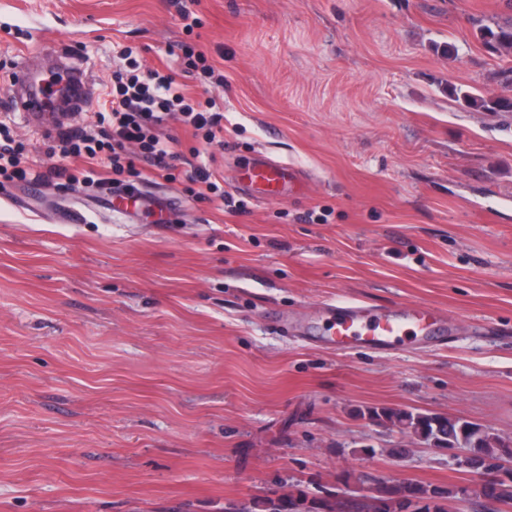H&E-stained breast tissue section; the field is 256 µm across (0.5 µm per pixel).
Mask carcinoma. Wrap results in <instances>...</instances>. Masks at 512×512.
Returning a JSON list of instances; mask_svg holds the SVG:
<instances>
[{"label": "carcinoma", "instance_id": "1", "mask_svg": "<svg viewBox=\"0 0 512 512\" xmlns=\"http://www.w3.org/2000/svg\"><path fill=\"white\" fill-rule=\"evenodd\" d=\"M483 41L500 53H512V24L485 29ZM462 99L470 106L491 112H512L511 99H487L481 95L465 93ZM361 416L375 423L389 424L404 433L436 448H467L471 452L472 466L480 467L487 460H512V441L490 433L462 418H450L439 414L394 410L385 407H369ZM378 493L384 498L382 512H407L415 503H429L428 512H448V498L454 495L450 489L423 486L414 482L384 485ZM367 512L368 504L355 498L342 501L336 498L335 488L323 487L312 495L301 483L293 485L286 495L277 493L254 497L249 505L228 502L224 512Z\"/></svg>", "mask_w": 512, "mask_h": 512}]
</instances>
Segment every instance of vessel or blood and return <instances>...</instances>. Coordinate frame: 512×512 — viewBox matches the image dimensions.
<instances>
[{
    "mask_svg": "<svg viewBox=\"0 0 512 512\" xmlns=\"http://www.w3.org/2000/svg\"><path fill=\"white\" fill-rule=\"evenodd\" d=\"M66 76L78 88L77 95L70 98V109L82 111L94 92V82L89 72L73 66L67 67ZM9 99L26 120L40 118L45 113L43 91L27 71L16 73ZM298 176L294 165L264 155L251 158L238 173L242 183L268 197L280 195ZM322 311L328 318L323 342L334 349L355 345L383 349L408 335H430L438 322L433 311L414 305L379 308L346 301L325 304Z\"/></svg>",
    "mask_w": 512,
    "mask_h": 512,
    "instance_id": "b4317fda",
    "label": "vessel or blood"
}]
</instances>
